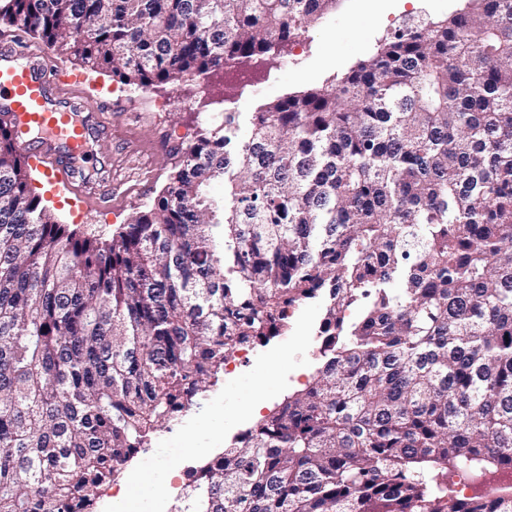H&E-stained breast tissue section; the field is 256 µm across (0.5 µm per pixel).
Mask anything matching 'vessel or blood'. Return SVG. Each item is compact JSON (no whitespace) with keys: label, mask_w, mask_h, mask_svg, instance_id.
<instances>
[{"label":"vessel or blood","mask_w":512,"mask_h":512,"mask_svg":"<svg viewBox=\"0 0 512 512\" xmlns=\"http://www.w3.org/2000/svg\"><path fill=\"white\" fill-rule=\"evenodd\" d=\"M42 53L0 46V114L10 119L19 147L50 184L64 182L63 155L84 154L91 129L73 106L57 102Z\"/></svg>","instance_id":"b4317fda"}]
</instances>
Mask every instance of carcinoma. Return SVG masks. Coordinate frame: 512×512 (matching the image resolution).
I'll return each instance as SVG.
<instances>
[{"label": "carcinoma", "instance_id": "1", "mask_svg": "<svg viewBox=\"0 0 512 512\" xmlns=\"http://www.w3.org/2000/svg\"><path fill=\"white\" fill-rule=\"evenodd\" d=\"M336 2L0 0V36L148 88L283 50ZM169 155L103 241L58 222L0 123V512H94L234 349L317 298L311 381L171 512H512L448 488L512 469V0L398 29Z\"/></svg>", "mask_w": 512, "mask_h": 512}]
</instances>
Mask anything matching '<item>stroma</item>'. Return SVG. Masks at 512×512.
<instances>
[{
  "label": "stroma",
  "instance_id": "stroma-1",
  "mask_svg": "<svg viewBox=\"0 0 512 512\" xmlns=\"http://www.w3.org/2000/svg\"><path fill=\"white\" fill-rule=\"evenodd\" d=\"M466 0H340L308 33L298 37L287 57L251 65L253 84L241 97L228 96L222 74L190 79L158 89L127 86L108 73H96L71 57L45 49L41 40L27 34L17 45L45 50L61 84L60 92H76V102L101 110L109 124L108 136L91 139L84 155L75 160L84 177L82 187L48 184L35 173L33 186L60 223L111 239L136 212L149 204L166 182L171 169L167 149L191 143L200 129L222 122L228 112H255L267 103L326 84L346 73L390 36L413 14L440 18L463 8ZM323 299L308 301L294 311L288 330L266 345L255 346L250 363L239 374L220 375L197 407L158 430L147 455H136L130 469L161 472L175 468L176 477L162 500L172 505L191 469L204 465L201 457L184 451V435L205 423L208 413L244 408L253 380L270 377L272 404L300 388L302 378L317 367L314 340L323 314ZM288 350L287 363L278 360Z\"/></svg>",
  "mask_w": 512,
  "mask_h": 512
}]
</instances>
